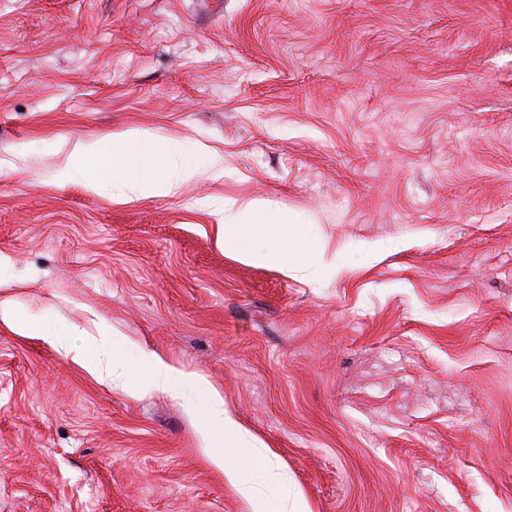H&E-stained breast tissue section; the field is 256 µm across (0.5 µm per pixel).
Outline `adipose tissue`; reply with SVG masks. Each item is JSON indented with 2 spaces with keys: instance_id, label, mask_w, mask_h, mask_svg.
I'll return each instance as SVG.
<instances>
[{
  "instance_id": "ef3b65f1",
  "label": "adipose tissue",
  "mask_w": 512,
  "mask_h": 512,
  "mask_svg": "<svg viewBox=\"0 0 512 512\" xmlns=\"http://www.w3.org/2000/svg\"><path fill=\"white\" fill-rule=\"evenodd\" d=\"M206 174L215 178L223 176L221 156L214 154L202 162L179 142L164 141L145 131L128 130L109 134L102 142L75 143L59 177L64 181L82 179L93 191L109 179L123 187L125 198L146 199L174 195L183 183ZM262 209L273 211L270 223H251V215ZM221 226L225 244L236 247L243 262L275 265L285 273H299L310 265L302 250L294 246L293 223L287 210L274 208L271 202L252 201L242 205L234 200L225 201ZM17 285L8 264L0 263V322L22 335L41 339L98 377L123 383L129 370L122 354L124 341L105 320L96 322L100 355L88 358L84 351L73 348L66 341L67 336L81 335V327L69 326L62 334L54 328L20 318L5 295L7 289ZM139 365L146 371L140 385L142 391H157L179 398L183 395L184 385L189 384L208 397L210 406L201 417L200 435L216 466H223L225 449H237L246 460L254 448L260 447V440L244 429L225 408L223 396L206 376L184 372L152 350L141 352Z\"/></svg>"
}]
</instances>
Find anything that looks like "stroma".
Listing matches in <instances>:
<instances>
[{"label": "stroma", "mask_w": 512, "mask_h": 512, "mask_svg": "<svg viewBox=\"0 0 512 512\" xmlns=\"http://www.w3.org/2000/svg\"><path fill=\"white\" fill-rule=\"evenodd\" d=\"M134 128L223 177L58 180ZM228 199L339 273L240 261ZM0 257L21 316L207 376L265 512H512V0H0ZM142 379L0 324V512H253Z\"/></svg>", "instance_id": "35a3bbf8"}]
</instances>
